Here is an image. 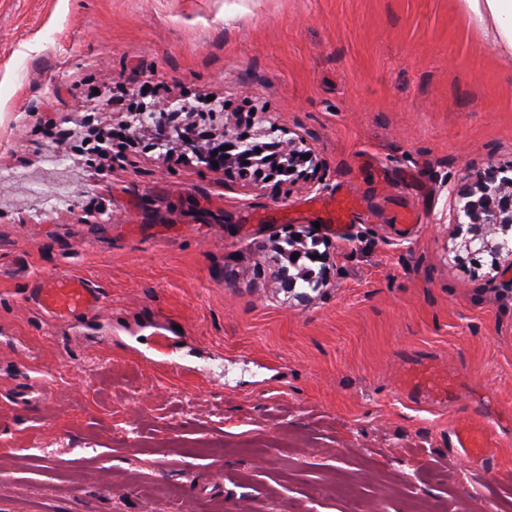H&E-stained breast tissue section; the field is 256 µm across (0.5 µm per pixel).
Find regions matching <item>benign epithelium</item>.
I'll use <instances>...</instances> for the list:
<instances>
[{"mask_svg": "<svg viewBox=\"0 0 512 512\" xmlns=\"http://www.w3.org/2000/svg\"><path fill=\"white\" fill-rule=\"evenodd\" d=\"M216 101L201 98L196 102L185 99H172L166 102H149L137 112L127 113L124 125L136 131H148L152 135V146L167 156L174 152L186 157L188 162H197L208 169L218 163L217 170L224 176L246 184L255 185L268 178L282 177L292 183L295 180L313 179L317 167L322 165L315 150L300 133L286 140L275 139L279 128L274 123L264 126L261 134L273 138L269 149L274 156L249 169L238 163L246 162L256 152L254 143L247 135L231 136L232 126L224 121V113L215 111ZM208 116L216 123L209 137L218 135L229 141L230 149L218 151L216 147L202 145L201 136L195 134L200 118ZM453 223L467 226L466 235L459 248L470 255L489 254L494 258V266L500 259H507L506 270L512 271V164L499 166L490 163L476 175L471 185L459 192L453 199ZM289 243L287 249L284 243ZM306 236L288 234L286 238H274L262 241L256 251L261 254L263 264L273 267L279 291L286 295L296 294L302 302H310L313 297L308 293H295L296 280L290 275L287 266L299 263L304 250ZM297 259H292V255Z\"/></svg>", "mask_w": 512, "mask_h": 512, "instance_id": "1", "label": "benign epithelium"}]
</instances>
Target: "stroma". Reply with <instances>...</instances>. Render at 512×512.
Here are the masks:
<instances>
[{
  "label": "stroma",
  "mask_w": 512,
  "mask_h": 512,
  "mask_svg": "<svg viewBox=\"0 0 512 512\" xmlns=\"http://www.w3.org/2000/svg\"><path fill=\"white\" fill-rule=\"evenodd\" d=\"M144 86L303 134L321 189L160 162L124 137ZM490 161L512 56L461 0H0V512H512V276L450 210ZM346 192L339 235L314 201ZM291 230L326 256L307 305L256 273ZM56 273L105 308L51 323ZM422 359L447 405L403 395ZM34 367L53 394L25 404ZM459 417L493 424L491 464ZM489 424L473 425L465 419H458L451 427L453 446L462 448L463 454L475 462L486 463L489 460L487 448L491 446Z\"/></svg>",
  "instance_id": "1"
}]
</instances>
